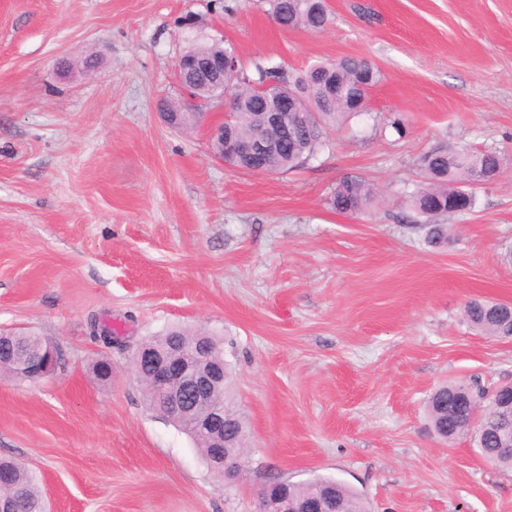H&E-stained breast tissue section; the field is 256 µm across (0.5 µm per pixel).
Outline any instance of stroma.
<instances>
[{
  "instance_id": "35a3bbf8",
  "label": "stroma",
  "mask_w": 512,
  "mask_h": 512,
  "mask_svg": "<svg viewBox=\"0 0 512 512\" xmlns=\"http://www.w3.org/2000/svg\"><path fill=\"white\" fill-rule=\"evenodd\" d=\"M269 9L0 0V330L61 353L53 377L0 375V457L36 472L51 512H256L271 474L335 478L369 512H512V470L427 415L444 383L512 382V338L463 315L512 304V0H329L320 31ZM218 38L249 76L353 57L381 79L316 158L233 169L209 141L229 109L203 105L188 130L160 115L178 57ZM466 147L504 153V171L430 245L408 205L421 159ZM347 174L378 190L357 215L328 204ZM101 323L121 343L95 340ZM173 327L222 343L249 445L235 480L131 370Z\"/></svg>"
}]
</instances>
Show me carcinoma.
I'll return each instance as SVG.
<instances>
[{
	"label": "carcinoma",
	"mask_w": 512,
	"mask_h": 512,
	"mask_svg": "<svg viewBox=\"0 0 512 512\" xmlns=\"http://www.w3.org/2000/svg\"><path fill=\"white\" fill-rule=\"evenodd\" d=\"M272 15L285 29L304 28L320 30L329 20L328 12L319 11L309 0H271ZM223 44L216 40L199 43L187 50L189 54H200L207 58L224 52ZM257 78L251 80L239 69L224 72V86L235 90V103L230 118L224 122L234 136L246 140L257 132L267 131L264 125L263 105L254 99L255 84L269 78L278 79L294 90H302L315 83L336 85V95L316 102L312 111L301 113L296 123L295 137L277 154L275 170L286 171L298 167L315 157L328 144L330 131L353 114L351 105V80L364 73L376 83L378 73L365 60L348 58L340 63L336 72L326 70L322 65H313L299 74L280 75L260 64L255 65ZM180 83L187 87L191 96L208 99L215 95L213 83L201 74L187 72ZM166 111L177 115V126L188 127L197 123V116L186 102H171ZM426 182L412 195L409 203L414 212L428 225V242L438 243L448 237V227L437 224L426 215L429 210H440V215L451 214L448 206L457 185L473 180L481 172L494 173L502 169V158L496 151L473 149H448L432 151L422 159ZM343 189L334 191L329 203L341 212L349 206H357V211L368 209L376 199L373 184L359 176H345L340 180ZM466 322L475 330L495 337L512 333V316L507 306L486 300H471L464 309ZM195 333L176 329L161 336L144 340V344L162 353L176 349L180 344H188ZM47 339L34 334H0V355L16 356L32 348L41 349ZM462 383H449L436 389L427 405V413L434 431L444 439L453 440L472 432L477 427L485 428L483 436L475 440L479 453L495 465L512 468V456H499L495 452V437L492 426L498 421L497 396L495 389L477 387L472 393L478 395L479 416L472 423L467 419L453 416V392L467 390ZM336 492L339 512H366L359 494L336 479L316 477L306 482L291 485V494L296 498H306L317 492ZM0 495L14 497L22 504L21 512H49L44 493L31 471L22 462L0 459Z\"/></svg>",
	"instance_id": "carcinoma-1"
}]
</instances>
